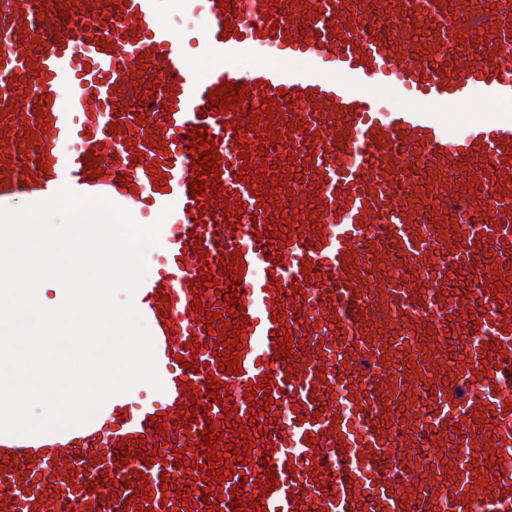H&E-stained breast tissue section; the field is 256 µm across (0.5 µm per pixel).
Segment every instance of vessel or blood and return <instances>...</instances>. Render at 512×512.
I'll return each mask as SVG.
<instances>
[{
    "label": "vessel or blood",
    "mask_w": 512,
    "mask_h": 512,
    "mask_svg": "<svg viewBox=\"0 0 512 512\" xmlns=\"http://www.w3.org/2000/svg\"><path fill=\"white\" fill-rule=\"evenodd\" d=\"M234 2L235 14L219 0H181L199 13L190 48L160 23L158 0H0V207L31 205L64 186L135 217L168 206L177 216L160 233L161 268L135 295L163 391L143 402L114 397L84 426L0 435V512H174L160 488L164 462L144 465L135 449L126 464L117 462L130 438L155 445V427L189 437L183 454L194 467L184 483L204 488L207 420L222 444L230 439L206 386L221 358L205 311L191 303L214 300L234 270L224 266L202 291L194 285L202 264L219 265L237 249L246 268L230 321L244 328L243 372L225 382L240 419L255 420L274 445L269 457L252 447L244 466L230 457L243 471L223 488L241 480L252 493L253 474L271 466L277 483L264 497L268 512L313 504L324 512H512V466L500 462L512 448V274L499 270L512 263V116L489 109L512 102V0H495L493 13L484 0ZM410 13L434 24L423 39L407 31ZM382 20L388 38L364 34ZM227 21L233 31H224ZM139 24L143 34L131 37ZM303 32L301 48L295 38ZM37 37L47 47L31 68L26 46ZM264 47L307 62L286 68L257 59ZM145 52L158 70L138 68ZM197 57L208 61L207 74H199ZM330 68L337 78L327 76ZM393 75L411 86L414 103L377 111L368 90ZM139 79L151 94H138ZM226 84L251 93L241 108L257 123L241 146L226 126L238 110L206 107L208 92ZM264 92L279 125L276 140L258 150L264 111L251 99ZM475 103L483 111L456 134L449 113ZM116 123L120 132H111ZM196 127L214 141L221 178L191 168L188 135ZM150 129L160 130L159 147L145 144ZM71 140L77 149L62 151ZM272 152L292 175L279 201L298 214L277 262L266 258L271 238L257 234L249 192ZM91 153L102 175L88 174ZM149 162L159 170L146 171ZM245 166L251 173L242 183ZM124 172L130 180L122 184ZM197 177L219 182L221 194L193 197ZM312 195L314 209L304 204ZM219 198L229 201L228 213H217ZM230 215L238 226L226 225ZM452 228L458 239L446 237ZM193 232L198 254L184 250ZM487 242L494 252L482 265L474 251ZM482 304L489 313L479 312ZM285 323L303 340L278 358ZM193 339L195 353L186 348ZM191 357L200 363L194 372L181 365ZM249 390L278 401L275 422L250 414ZM193 400L200 411L184 415ZM160 412L167 418L158 424ZM477 447L486 448L488 466H475ZM443 450L449 458H440ZM409 493L419 503H405Z\"/></svg>",
    "instance_id": "vessel-or-blood-1"
}]
</instances>
